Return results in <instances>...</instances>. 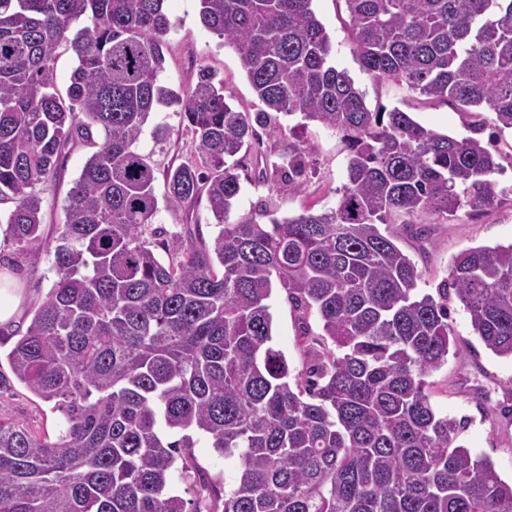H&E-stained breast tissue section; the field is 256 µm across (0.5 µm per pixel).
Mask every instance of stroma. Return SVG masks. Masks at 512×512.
Instances as JSON below:
<instances>
[{"instance_id": "35a3bbf8", "label": "stroma", "mask_w": 512, "mask_h": 512, "mask_svg": "<svg viewBox=\"0 0 512 512\" xmlns=\"http://www.w3.org/2000/svg\"><path fill=\"white\" fill-rule=\"evenodd\" d=\"M165 8L175 27L164 48L165 70L162 80L180 90L195 84L200 67L206 66L224 81L227 101L250 112L264 108L243 73L237 55L224 46L217 35L202 27L197 0H166ZM313 9L325 24L332 42V62L347 71L362 91L370 109L398 108L422 125L449 135H467L466 116L443 101L428 100L419 94L391 84L374 81L353 52L350 17L344 0H314ZM260 140L247 151L239 170L241 191L231 212L232 218L256 214L267 198L276 201L278 217L300 213L306 207L317 211L335 208L345 182L347 151L339 134L300 115L278 116L259 127ZM308 148L309 163L301 192L277 190L273 180L260 177L261 169L277 163L288 143ZM141 151L152 153L160 167L176 166L196 156L190 135L183 128L174 108L162 107L152 113L141 137ZM88 150L75 147L68 155L52 184L41 195L42 252L22 251L0 235V259L9 261L13 278L19 284L23 302L14 326L0 329V348L9 349L25 333L31 312L46 297L55 280L47 254L53 248L57 228L65 220L66 195L79 175ZM495 180L508 189L505 203L498 209L472 215L460 210L449 221L429 214L419 223L428 225L425 240H402L403 249L414 259L422 279V292L436 293L447 279L453 258L477 246L512 243V168H505ZM268 304L272 315L273 344L282 351L291 369L301 370L304 342L298 322L281 290H273ZM450 322L460 343L448 360L429 373L431 402L441 414L459 418L469 416L470 425L461 440L472 453L492 461L503 481H512V359L486 349L475 336L469 318L456 295L448 297ZM0 418L23 424L40 436L55 437L60 430V415L23 385L14 381L8 364L0 365Z\"/></svg>"}]
</instances>
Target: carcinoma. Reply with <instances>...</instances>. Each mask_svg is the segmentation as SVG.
<instances>
[{
  "mask_svg": "<svg viewBox=\"0 0 512 512\" xmlns=\"http://www.w3.org/2000/svg\"><path fill=\"white\" fill-rule=\"evenodd\" d=\"M164 2L0 0V226L21 249L42 241L40 193L69 150L93 148L67 193L56 280L5 354L62 429L50 440L0 419V512H512V484L425 380L458 345L450 287L485 348L512 358V243L460 252L433 296L380 230L397 215L422 239V213L501 203L492 175L512 153L479 134L512 130V0H345L363 70L473 117L463 137L369 109L331 64L313 0H199L265 111L230 105L207 67L176 91L160 80ZM63 42L77 60L66 101ZM161 106L200 158L167 169L163 200L185 214L206 196L208 242L154 224L157 165L138 143ZM273 112L341 134L346 183L330 211L279 219L269 201V222H232L237 155ZM307 154L290 144L274 165L290 193ZM275 286L305 336L295 375L272 344ZM199 437L236 460L232 490L209 481ZM177 469L199 481L192 511L170 493ZM76 66L75 57L68 45L62 43L57 50L55 62L56 88L58 93L66 100L70 77Z\"/></svg>",
  "mask_w": 512,
  "mask_h": 512,
  "instance_id": "cac0c4a2",
  "label": "carcinoma"
}]
</instances>
